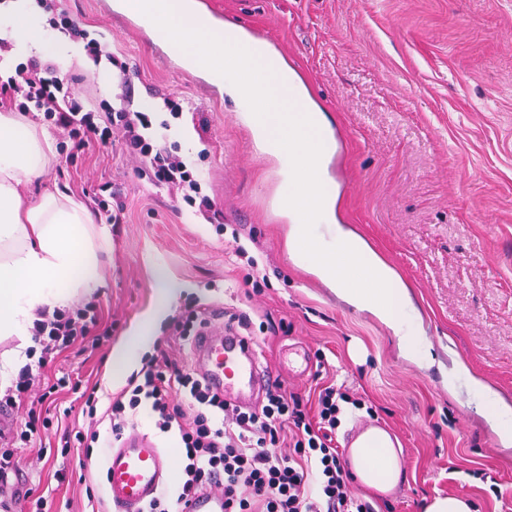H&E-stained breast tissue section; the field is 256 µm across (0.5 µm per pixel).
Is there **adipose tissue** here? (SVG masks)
Segmentation results:
<instances>
[{
    "mask_svg": "<svg viewBox=\"0 0 512 512\" xmlns=\"http://www.w3.org/2000/svg\"><path fill=\"white\" fill-rule=\"evenodd\" d=\"M119 8L141 18L151 30L178 37L183 65L205 76L237 109L257 149L276 165V203L288 222L287 248L293 262L315 276L339 298L386 325L402 356L430 365L431 343L422 330V314L410 302L411 286L395 267L352 226L339 223L336 196L303 194L292 160L306 140H317L320 180L335 156L336 137L320 107L281 55L242 28L230 35L241 55L261 57L274 73L273 81L253 87L237 57L225 55L211 38L214 18L197 0H118ZM32 0H8L0 7V38L13 42L15 52L44 50L67 62L83 60L82 49L41 30L34 22ZM306 100L305 112H289L290 100ZM51 162L46 131L21 129L18 121L0 114V340L14 346L0 357V391L11 387L34 347L32 329L42 313L65 306L75 297L100 287L102 253L112 245L108 225L95 223L81 203L65 195H44L24 204L22 179L40 177ZM450 394L466 392L484 408L504 447L512 446V405L476 377L461 361L445 377ZM371 468L360 473L365 485L388 493L400 475L396 449L368 448Z\"/></svg>",
    "mask_w": 512,
    "mask_h": 512,
    "instance_id": "obj_1",
    "label": "adipose tissue"
}]
</instances>
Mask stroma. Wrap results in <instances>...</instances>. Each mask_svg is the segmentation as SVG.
<instances>
[{
  "instance_id": "stroma-1",
  "label": "stroma",
  "mask_w": 512,
  "mask_h": 512,
  "mask_svg": "<svg viewBox=\"0 0 512 512\" xmlns=\"http://www.w3.org/2000/svg\"><path fill=\"white\" fill-rule=\"evenodd\" d=\"M220 23L269 40L308 87L337 134L346 170L330 169L339 220L354 225L414 287L434 365L402 358L390 330L297 268L274 206V164L257 153L232 101L186 71L164 43L121 12L116 0H63L81 26L99 33L133 76L134 107L153 124L167 122L168 146L203 173L215 212L178 205L151 184L119 142L74 150L42 116L24 122L47 130L55 159L26 183L29 194L82 202L96 223L98 203L122 197L127 217L112 227L102 256L104 285L83 296L99 322L87 340L44 368L43 386L66 376L94 389L105 411L131 370L116 348L146 313L164 306L152 330L182 368L202 372L173 330L185 310L223 306L261 325L262 360L283 387L301 395L333 384L369 398L373 419L397 437L402 480L395 493L352 481L374 512H423L450 494L467 495L480 512H512V447H501L480 407L452 398L442 385L449 356L465 361L512 402V0H209ZM85 108L112 110L116 86L102 87L108 61L70 64ZM180 99L171 118L161 93ZM258 260L249 267L234 247ZM174 287L162 300L157 276ZM266 288L253 292L256 276ZM82 401L51 394L40 409L38 447L19 449L14 491L53 500V512H113L103 467H87L70 428L83 426ZM69 446L68 456L58 453ZM66 468L68 480L54 473Z\"/></svg>"
}]
</instances>
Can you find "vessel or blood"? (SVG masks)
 I'll return each instance as SVG.
<instances>
[{
    "label": "vessel or blood",
    "mask_w": 512,
    "mask_h": 512,
    "mask_svg": "<svg viewBox=\"0 0 512 512\" xmlns=\"http://www.w3.org/2000/svg\"><path fill=\"white\" fill-rule=\"evenodd\" d=\"M293 162L304 173L305 190H313L319 162L317 146L295 153ZM218 329H203L193 341V349L207 364V382L216 392L236 389L240 396L252 397L275 388L276 374L264 366L257 345L242 336L238 324L225 321L222 308L210 311ZM380 426L359 425L350 445L377 448L383 439ZM107 494L120 512H142L167 482L172 468L164 448L147 435L131 433L110 448L105 460ZM189 512H224V497L210 491L198 492Z\"/></svg>",
    "instance_id": "1"
}]
</instances>
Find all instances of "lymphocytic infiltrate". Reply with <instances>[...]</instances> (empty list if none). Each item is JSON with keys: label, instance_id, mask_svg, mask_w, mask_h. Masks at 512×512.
Masks as SVG:
<instances>
[{"label": "lymphocytic infiltrate", "instance_id": "f902f5d3", "mask_svg": "<svg viewBox=\"0 0 512 512\" xmlns=\"http://www.w3.org/2000/svg\"><path fill=\"white\" fill-rule=\"evenodd\" d=\"M38 5L49 14L50 25L85 41L93 62L108 56L106 44L80 27L58 0H38ZM116 78L120 106L102 121L85 110L68 70L31 58L0 75V109L42 114L78 150L95 143L105 146L120 136L127 152L145 164L156 182L175 190L200 213L212 211L215 200L202 192V176L167 147L164 137L149 136L148 113L132 108L126 95L131 86L128 69L119 67ZM95 321L96 313L87 304L44 314L35 322L40 355L20 369L14 390L0 397L1 406H14L19 394L28 395L32 403L24 424L0 439V485L19 470L17 447L40 436L35 408L45 400L38 388L48 357L85 339ZM347 404L361 409L366 401L322 385L311 400L277 388L259 406L244 408L210 392L203 376L179 369L163 352L128 378L107 413L116 439L142 406L155 429L180 437L178 487L162 489L144 512H185L190 498L208 487L223 494L224 512H373L368 502L351 493V476L334 442ZM218 472L224 475L220 484L212 481Z\"/></svg>", "mask_w": 512, "mask_h": 512}]
</instances>
